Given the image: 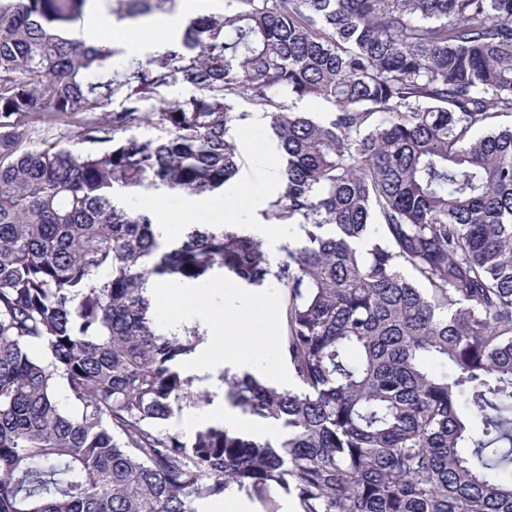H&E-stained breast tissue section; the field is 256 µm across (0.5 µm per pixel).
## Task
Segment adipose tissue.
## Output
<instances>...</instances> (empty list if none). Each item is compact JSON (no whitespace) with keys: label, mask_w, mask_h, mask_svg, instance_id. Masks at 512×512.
Masks as SVG:
<instances>
[{"label":"adipose tissue","mask_w":512,"mask_h":512,"mask_svg":"<svg viewBox=\"0 0 512 512\" xmlns=\"http://www.w3.org/2000/svg\"><path fill=\"white\" fill-rule=\"evenodd\" d=\"M205 326L219 342L200 345L189 360L190 366L205 373L212 374L220 368L247 371L252 353L270 349L276 342L272 326L255 325L250 312L242 308L207 318Z\"/></svg>","instance_id":"1"}]
</instances>
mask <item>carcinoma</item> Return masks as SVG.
<instances>
[{"instance_id":"carcinoma-1","label":"carcinoma","mask_w":512,"mask_h":512,"mask_svg":"<svg viewBox=\"0 0 512 512\" xmlns=\"http://www.w3.org/2000/svg\"><path fill=\"white\" fill-rule=\"evenodd\" d=\"M88 2L0 0V512H199L232 488L263 512H512V0H235L119 67L59 27ZM241 96L284 158L276 259L120 202L223 189ZM215 274L285 291L294 386L221 374L273 439L170 424L211 402L183 367L203 334L159 332L147 287Z\"/></svg>"}]
</instances>
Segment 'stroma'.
Wrapping results in <instances>:
<instances>
[{"mask_svg":"<svg viewBox=\"0 0 512 512\" xmlns=\"http://www.w3.org/2000/svg\"><path fill=\"white\" fill-rule=\"evenodd\" d=\"M234 109L245 115L244 120L238 121L232 129L240 152L239 172L223 190L207 196L206 207L196 212L194 221L210 223L215 209L232 204L237 213V225L262 240L265 250L275 257L294 238L291 227L267 223L263 216L269 200L278 190L283 160L266 115L253 111L250 104L240 98L235 100ZM255 295L261 296L262 301L252 308L254 320L262 322L278 314L283 299V290L278 284L271 282L253 292L228 278L219 295L208 299L205 304L189 300L175 313L158 302L154 305V317L159 328L167 331L173 320L198 324L204 316L222 314L225 309L251 301Z\"/></svg>","mask_w":512,"mask_h":512,"instance_id":"obj_1","label":"stroma"}]
</instances>
